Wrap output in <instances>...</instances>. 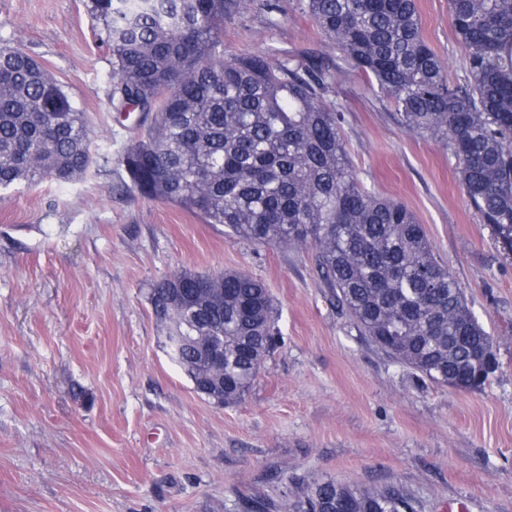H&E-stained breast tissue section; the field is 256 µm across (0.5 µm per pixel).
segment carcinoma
<instances>
[{"label":"carcinoma","instance_id":"carcinoma-1","mask_svg":"<svg viewBox=\"0 0 512 512\" xmlns=\"http://www.w3.org/2000/svg\"><path fill=\"white\" fill-rule=\"evenodd\" d=\"M233 0H90L112 52V108L150 124L123 158L132 187L260 245L314 244L318 274L362 335L449 385L485 384L490 336L402 202L367 190L345 150L335 82L322 64L224 56ZM351 67L391 100L411 132L455 157L470 205L512 255V0H448L465 75L448 80L415 0H301ZM90 165L84 113L32 56L0 49V189ZM157 319L188 337L172 360L193 388L240 402L276 341L264 283L180 271L151 292ZM224 339V365L201 359ZM244 512H417L402 487L296 484Z\"/></svg>","mask_w":512,"mask_h":512}]
</instances>
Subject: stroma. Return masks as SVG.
<instances>
[{
    "instance_id": "35a3bbf8",
    "label": "stroma",
    "mask_w": 512,
    "mask_h": 512,
    "mask_svg": "<svg viewBox=\"0 0 512 512\" xmlns=\"http://www.w3.org/2000/svg\"><path fill=\"white\" fill-rule=\"evenodd\" d=\"M425 40L464 74L448 0H416ZM88 0H0V46L38 59L84 112L92 163L73 180L0 190V512H243L284 477L395 483L419 512L466 500L512 512V258L463 194L456 160L406 130L298 0H236L224 52L316 60L364 185L406 204L492 337L476 390L430 381L362 336L310 246L255 245L131 187L134 120L111 107L112 54ZM242 271L277 309L281 343L244 400L194 391L167 356L150 292L175 272Z\"/></svg>"
}]
</instances>
